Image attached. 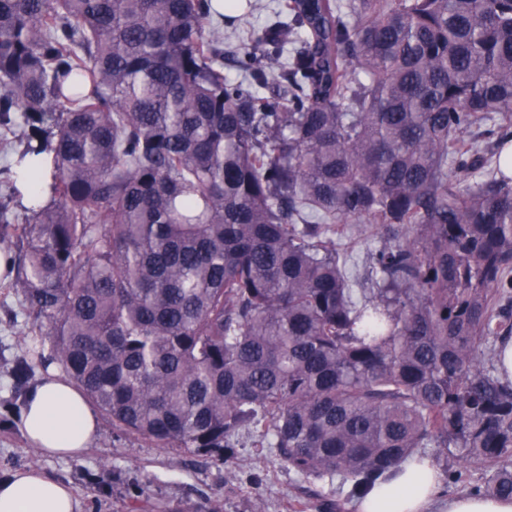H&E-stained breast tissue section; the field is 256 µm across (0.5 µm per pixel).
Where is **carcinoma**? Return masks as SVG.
<instances>
[{"instance_id":"cac0c4a2","label":"carcinoma","mask_w":512,"mask_h":512,"mask_svg":"<svg viewBox=\"0 0 512 512\" xmlns=\"http://www.w3.org/2000/svg\"><path fill=\"white\" fill-rule=\"evenodd\" d=\"M212 0H0L6 287L112 425L232 456L256 429L361 498L452 448L512 498V0H287L233 56ZM279 64L273 74L271 63ZM382 239L354 287L337 241Z\"/></svg>"}]
</instances>
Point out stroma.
Returning <instances> with one entry per match:
<instances>
[{
	"label": "stroma",
	"mask_w": 512,
	"mask_h": 512,
	"mask_svg": "<svg viewBox=\"0 0 512 512\" xmlns=\"http://www.w3.org/2000/svg\"><path fill=\"white\" fill-rule=\"evenodd\" d=\"M280 0H251L225 24L231 43L244 49L248 30L264 26ZM30 321L16 294L0 288V477L37 467L68 483L81 512H318L321 499L354 512V501L336 479L315 480L288 469L258 433L242 430L233 459L185 448H161L117 430L100 416L99 430L81 460L41 455L18 428L10 369L35 345ZM110 476H103L102 468Z\"/></svg>",
	"instance_id": "obj_1"
}]
</instances>
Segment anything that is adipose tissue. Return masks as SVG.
I'll use <instances>...</instances> for the list:
<instances>
[{
    "label": "adipose tissue",
    "instance_id": "obj_1",
    "mask_svg": "<svg viewBox=\"0 0 512 512\" xmlns=\"http://www.w3.org/2000/svg\"><path fill=\"white\" fill-rule=\"evenodd\" d=\"M17 424L38 452L72 460L89 448L98 430L86 396L55 372L28 390ZM440 480L428 463L402 465L395 477L377 482L357 501L355 512H433ZM0 512H79V502L64 482L23 469L0 479Z\"/></svg>",
    "mask_w": 512,
    "mask_h": 512
}]
</instances>
